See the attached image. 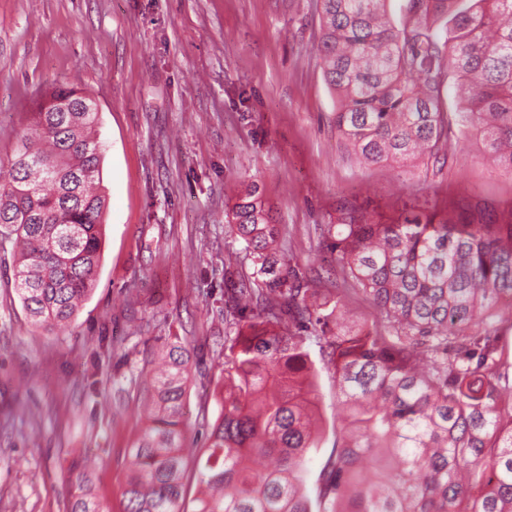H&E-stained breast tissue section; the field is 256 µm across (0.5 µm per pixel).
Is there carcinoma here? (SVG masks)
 I'll return each instance as SVG.
<instances>
[{"mask_svg":"<svg viewBox=\"0 0 512 512\" xmlns=\"http://www.w3.org/2000/svg\"><path fill=\"white\" fill-rule=\"evenodd\" d=\"M318 58L337 97L334 124L360 161L447 159L463 126L512 174V0H320ZM462 111L446 112L448 79ZM67 111H62V108ZM92 98L58 88L18 136L0 175V228L18 248L15 290L34 324L67 327L93 290L106 198ZM225 223L253 258L225 283L224 412L198 463L194 512H512V348L470 331L512 300V221L368 224L348 211L326 247L387 323L342 321V295L285 262L258 186ZM336 378L347 425L304 492L317 447L300 400L317 373ZM188 341L173 337L153 377V412L129 449L123 512L184 508ZM94 474L74 465L67 512H109Z\"/></svg>","mask_w":512,"mask_h":512,"instance_id":"carcinoma-1","label":"carcinoma"}]
</instances>
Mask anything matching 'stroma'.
<instances>
[{
  "instance_id": "1",
  "label": "stroma",
  "mask_w": 512,
  "mask_h": 512,
  "mask_svg": "<svg viewBox=\"0 0 512 512\" xmlns=\"http://www.w3.org/2000/svg\"><path fill=\"white\" fill-rule=\"evenodd\" d=\"M316 0H0V159L45 95L99 106L107 200L97 282L75 320L47 332L14 288L0 244V512H66L67 468L89 458L122 512L128 450L146 422L160 348L194 350L185 445H207L224 408V268L253 263L224 222L255 183L285 259L339 288L325 225L341 207L394 224L419 204L434 223L512 221V174L464 130L445 163L360 164L333 124L317 57ZM306 398L322 426L306 492L343 421L320 370Z\"/></svg>"
}]
</instances>
